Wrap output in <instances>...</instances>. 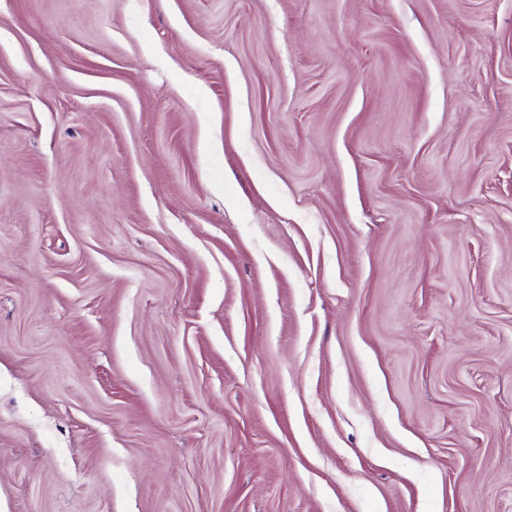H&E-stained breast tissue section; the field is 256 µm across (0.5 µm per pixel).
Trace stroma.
<instances>
[{"label": "stroma", "instance_id": "1", "mask_svg": "<svg viewBox=\"0 0 512 512\" xmlns=\"http://www.w3.org/2000/svg\"><path fill=\"white\" fill-rule=\"evenodd\" d=\"M0 512H512V0H0Z\"/></svg>", "mask_w": 512, "mask_h": 512}]
</instances>
